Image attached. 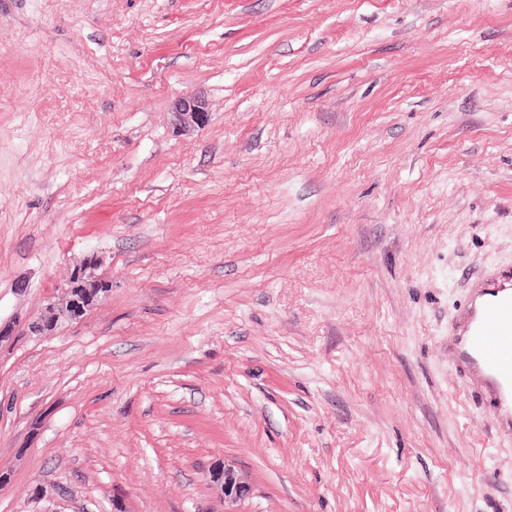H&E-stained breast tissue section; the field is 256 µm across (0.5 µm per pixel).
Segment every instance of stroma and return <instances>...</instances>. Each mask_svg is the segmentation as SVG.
I'll use <instances>...</instances> for the list:
<instances>
[{"label": "stroma", "mask_w": 512, "mask_h": 512, "mask_svg": "<svg viewBox=\"0 0 512 512\" xmlns=\"http://www.w3.org/2000/svg\"><path fill=\"white\" fill-rule=\"evenodd\" d=\"M507 268L512 0H0V512H512ZM174 124L177 128L195 129L209 123L210 112L204 96L178 100L173 109ZM96 258L91 257L80 267L76 268L67 286L65 303L47 304L44 312L30 325L38 333L46 334L56 327L63 318L78 319L94 305L99 297L107 293L109 285L97 273ZM478 288L456 334L461 336L458 347L472 371L495 382L496 409L512 425V274L503 273ZM210 478L220 486L224 498V512H239L233 507L249 499L254 493L253 484L247 475L226 460L212 468Z\"/></svg>", "instance_id": "35a3bbf8"}]
</instances>
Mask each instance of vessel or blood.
Here are the masks:
<instances>
[{"mask_svg": "<svg viewBox=\"0 0 512 512\" xmlns=\"http://www.w3.org/2000/svg\"><path fill=\"white\" fill-rule=\"evenodd\" d=\"M459 334L463 359L472 371L494 381L496 409L512 423V274L482 284Z\"/></svg>", "mask_w": 512, "mask_h": 512, "instance_id": "b4317fda", "label": "vessel or blood"}]
</instances>
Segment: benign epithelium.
I'll list each match as a JSON object with an SVG mask.
<instances>
[{"instance_id": "1", "label": "benign epithelium", "mask_w": 512, "mask_h": 512, "mask_svg": "<svg viewBox=\"0 0 512 512\" xmlns=\"http://www.w3.org/2000/svg\"><path fill=\"white\" fill-rule=\"evenodd\" d=\"M173 116L175 126L186 130L206 126L209 123L210 112L206 99L198 96L177 101ZM96 269L97 261L93 258L76 268L67 286L65 303L47 304L44 312L31 323V328L38 333L46 334L53 331L63 317L78 319L84 316L109 289L106 281L97 275ZM210 478L220 486L224 498V512H236L234 506L250 498L254 493L253 484L247 475L227 461L215 465L210 471Z\"/></svg>"}]
</instances>
